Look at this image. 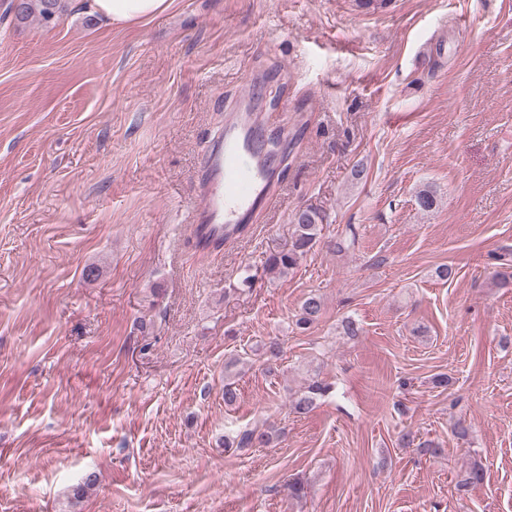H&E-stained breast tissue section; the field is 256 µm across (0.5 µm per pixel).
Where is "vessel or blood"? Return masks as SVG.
Here are the masks:
<instances>
[{"mask_svg":"<svg viewBox=\"0 0 512 512\" xmlns=\"http://www.w3.org/2000/svg\"><path fill=\"white\" fill-rule=\"evenodd\" d=\"M261 135L249 106L231 113L201 161L198 196L189 222L196 239L220 243L234 236L238 224L273 195L271 158L256 153Z\"/></svg>","mask_w":512,"mask_h":512,"instance_id":"vessel-or-blood-1","label":"vessel or blood"}]
</instances>
